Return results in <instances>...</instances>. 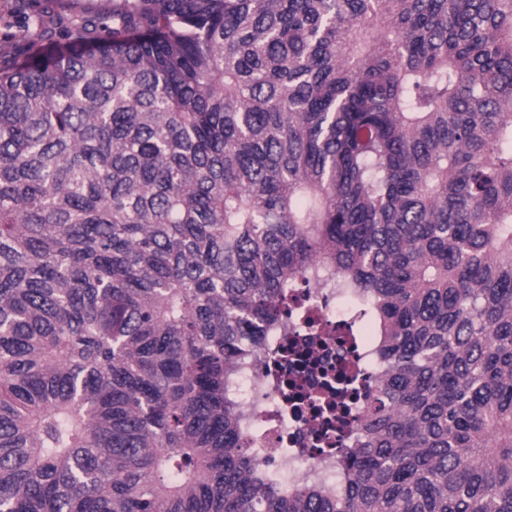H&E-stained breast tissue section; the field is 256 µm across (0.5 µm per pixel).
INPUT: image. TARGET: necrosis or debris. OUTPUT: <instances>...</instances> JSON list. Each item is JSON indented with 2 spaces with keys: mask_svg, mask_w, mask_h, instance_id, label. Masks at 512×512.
Masks as SVG:
<instances>
[{
  "mask_svg": "<svg viewBox=\"0 0 512 512\" xmlns=\"http://www.w3.org/2000/svg\"><path fill=\"white\" fill-rule=\"evenodd\" d=\"M360 319L345 289L309 282L289 291L277 335L232 371L228 392L255 470L275 474L288 490L340 487L339 457L356 440L364 393L379 369L369 337L352 331ZM342 367L357 371L359 395L336 389ZM331 401L349 408L338 429L317 414Z\"/></svg>",
  "mask_w": 512,
  "mask_h": 512,
  "instance_id": "1",
  "label": "necrosis or debris"
}]
</instances>
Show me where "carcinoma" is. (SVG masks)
<instances>
[{
  "label": "carcinoma",
  "instance_id": "cac0c4a2",
  "mask_svg": "<svg viewBox=\"0 0 512 512\" xmlns=\"http://www.w3.org/2000/svg\"><path fill=\"white\" fill-rule=\"evenodd\" d=\"M304 276L384 366L335 494L224 391ZM0 512H512V0H115L0 68Z\"/></svg>",
  "mask_w": 512,
  "mask_h": 512
}]
</instances>
